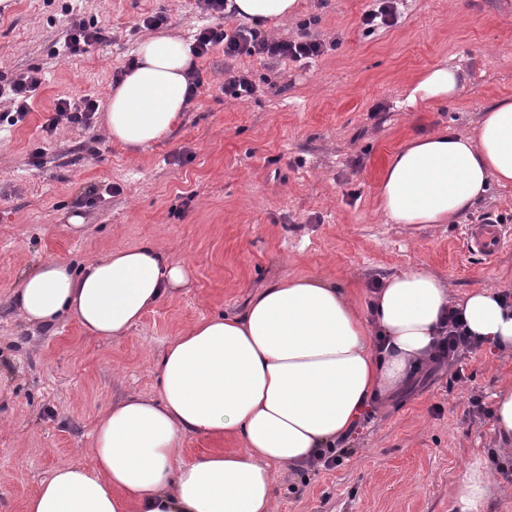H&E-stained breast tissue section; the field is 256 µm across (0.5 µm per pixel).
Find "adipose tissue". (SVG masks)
<instances>
[{"label": "adipose tissue", "instance_id": "obj_1", "mask_svg": "<svg viewBox=\"0 0 512 512\" xmlns=\"http://www.w3.org/2000/svg\"><path fill=\"white\" fill-rule=\"evenodd\" d=\"M247 21H281L298 0H229ZM188 45L142 40L105 115L113 141L137 150L169 135L186 107ZM460 67L434 68L408 102L456 98ZM512 183V97L488 108L474 133L411 138L389 158L379 210L397 224H445L490 182ZM189 282L185 262L145 242L82 268L53 259L26 273L15 303L26 322L75 318L115 339ZM482 346L512 353V300L477 288L451 299L418 267L385 278L368 309L332 278L282 277L238 313L204 317L175 336L156 365L160 400L129 396L100 415L87 462L56 469L26 512H275V474L317 459L347 437L371 402L405 388L429 363L449 309ZM240 439L241 449L179 461L187 434ZM493 477L472 462L453 488L456 512H485Z\"/></svg>", "mask_w": 512, "mask_h": 512}]
</instances>
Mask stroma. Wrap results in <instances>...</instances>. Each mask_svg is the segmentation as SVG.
<instances>
[{"label": "stroma", "mask_w": 512, "mask_h": 512, "mask_svg": "<svg viewBox=\"0 0 512 512\" xmlns=\"http://www.w3.org/2000/svg\"><path fill=\"white\" fill-rule=\"evenodd\" d=\"M371 4L301 0L266 34L306 31L325 53L310 63L234 60L257 87L247 100L225 94L228 64L215 47L197 61L203 84L177 126L133 153L99 124L43 125L60 95L107 103L115 71L148 35L142 18L165 15L166 32L192 41L210 21L196 0H0V84L32 69L42 79L26 119L0 123V512H25L41 481L79 461L112 402L159 396L152 364L174 336L240 312L271 280L328 276L365 307L380 279L422 266L455 296L512 293V246L487 263L462 239L485 212L512 225V184L492 185L450 224H394L378 204L383 169L407 139L470 132L512 97V0H404L399 22L375 30L360 22ZM73 16L107 39L62 57ZM444 63L465 72L461 94L408 103L414 79ZM90 185L114 192L85 207ZM74 214L79 236L68 226ZM147 240L185 261L190 281L122 338L92 337L71 318L35 327L12 304L22 276L47 260L78 267ZM463 366L464 380L436 364L373 402L336 466L278 473V512H452L451 491L478 458L498 475L488 512H512V453L472 407H492L512 381V354L480 347Z\"/></svg>", "instance_id": "stroma-1"}]
</instances>
